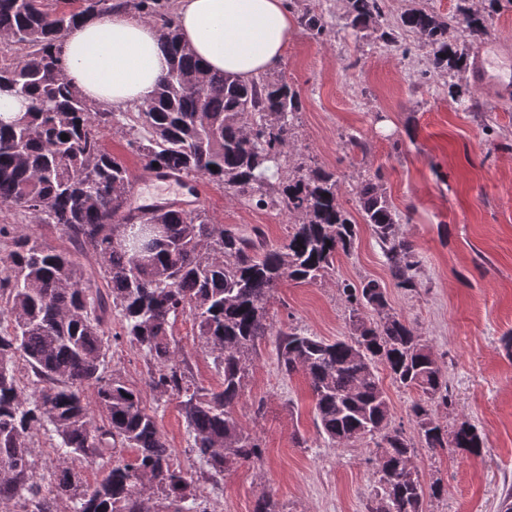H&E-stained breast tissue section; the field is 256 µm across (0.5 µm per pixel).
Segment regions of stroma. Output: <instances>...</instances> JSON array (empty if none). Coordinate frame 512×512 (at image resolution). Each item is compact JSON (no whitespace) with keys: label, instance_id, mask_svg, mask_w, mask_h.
I'll use <instances>...</instances> for the list:
<instances>
[{"label":"stroma","instance_id":"stroma-1","mask_svg":"<svg viewBox=\"0 0 512 512\" xmlns=\"http://www.w3.org/2000/svg\"><path fill=\"white\" fill-rule=\"evenodd\" d=\"M295 2L323 14L329 31L316 37L295 25L271 70L301 96L289 150L308 166L336 172L339 200L359 226L353 248L337 255L325 280L279 288L273 322L341 338L350 335L352 316L343 284L375 279L385 285L394 313L416 329L445 369L450 402L436 410L441 422L452 429L466 421L487 437L478 456L417 450L423 512H502L503 495L512 487V94L476 87L474 108L462 110L448 95L447 72L425 76L430 49L417 36L390 46L371 30L347 26L345 0ZM351 134L367 142V153L344 151ZM376 173L397 210L410 216L401 230L419 260L417 289L395 286L379 244L359 221V187ZM201 206L214 223L261 226L273 243L288 232L286 213L255 207L211 183ZM173 332L194 381L219 387L192 317L180 316ZM106 367L156 407L173 463L203 470L188 451L177 400L159 404L145 392L143 353L125 340L113 341ZM379 377L393 426L414 437L415 392L387 370ZM234 412L253 429L263 453L206 488L208 512H254L265 494L282 512H367L377 486L374 440L337 445L320 435L308 382L281 372L274 341L262 345ZM436 483L441 493L431 492Z\"/></svg>","mask_w":512,"mask_h":512}]
</instances>
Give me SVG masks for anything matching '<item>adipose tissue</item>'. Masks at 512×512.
Here are the masks:
<instances>
[{
	"instance_id": "obj_1",
	"label": "adipose tissue",
	"mask_w": 512,
	"mask_h": 512,
	"mask_svg": "<svg viewBox=\"0 0 512 512\" xmlns=\"http://www.w3.org/2000/svg\"><path fill=\"white\" fill-rule=\"evenodd\" d=\"M176 21L204 67L244 81L280 61L292 27L284 0H178ZM59 53L79 92L116 111L141 105L168 68L155 24L123 11L75 25Z\"/></svg>"
}]
</instances>
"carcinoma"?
Returning a JSON list of instances; mask_svg holds the SVG:
<instances>
[{
    "label": "carcinoma",
    "instance_id": "cac0c4a2",
    "mask_svg": "<svg viewBox=\"0 0 512 512\" xmlns=\"http://www.w3.org/2000/svg\"><path fill=\"white\" fill-rule=\"evenodd\" d=\"M504 1L512 0H490L487 15L460 3L449 18L414 8L393 25L382 20L384 0H346V8L352 28H370L387 45L414 33L431 47L432 69L459 73L468 66L463 44L491 38V14ZM171 2L91 0L69 8L62 0H0V36L10 49L0 56V94L25 107L8 123L0 119V209L61 226L87 259L81 264L68 250L0 225V241L11 244L0 265V512H207L203 488L262 454L233 408L270 336L281 371L307 378L324 437L336 444L379 438L369 512H423L419 473L402 478L416 448L391 426L377 365L419 394L411 419L429 451L478 455L486 437L466 421L451 434L440 422L433 406L448 405L445 370L430 345L391 312L378 280L342 286L352 336L329 341L274 326L278 288L324 279L336 255L350 252L357 225L339 201L335 172L291 162L299 91L279 76L244 82L205 70L181 42ZM132 10L155 23L169 67L137 111L113 112L69 83L57 43L86 17ZM301 22L317 37L327 32L314 12H303ZM448 95L460 105L472 100L459 82L448 84ZM112 130L126 138L143 170L201 176L257 206L287 212V236L271 243L260 227L215 224L201 207L133 205L129 169L103 143ZM359 207L395 285L418 287L414 247L381 174L361 185ZM130 224L161 227L149 252L126 237ZM364 310L376 319L365 322ZM184 314L222 376L218 390L197 386L179 360L173 325ZM114 315L119 336L145 352L146 386L159 400L179 399L191 452L206 470L175 466L141 391L105 375ZM86 386L96 390L98 421L85 402ZM40 435L57 453L46 485L35 475ZM78 462L98 466L101 480L85 486Z\"/></svg>",
    "mask_w": 512,
    "mask_h": 512
}]
</instances>
